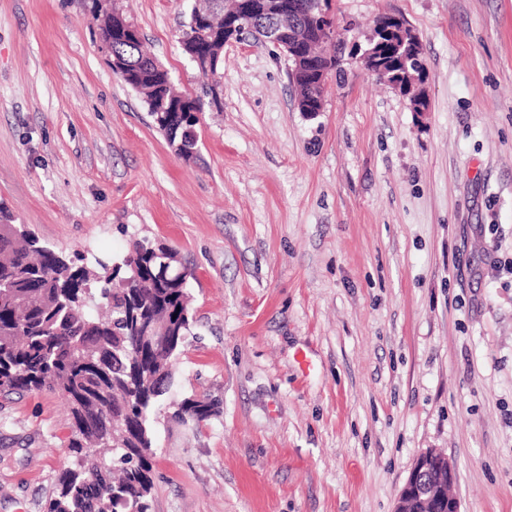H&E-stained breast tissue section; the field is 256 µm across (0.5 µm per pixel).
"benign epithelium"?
<instances>
[{
	"label": "benign epithelium",
	"instance_id": "1",
	"mask_svg": "<svg viewBox=\"0 0 512 512\" xmlns=\"http://www.w3.org/2000/svg\"><path fill=\"white\" fill-rule=\"evenodd\" d=\"M234 6L224 12V29L209 26L208 12L199 7L193 12L197 24L203 27V33L208 43L224 47L231 43H239L244 39L243 32L251 30L252 35L272 43L289 62V77L291 80L305 79L309 83L311 97L305 112L317 114L323 110V88L329 74L335 69L339 59H333L320 54L316 44L322 41L323 33L331 31L334 19L331 8L323 3L319 6L316 22H305L309 14L302 12L292 3L283 5L282 0H231ZM288 10L298 24L293 29L279 30L256 29L253 26L254 17L258 15H278ZM95 14L100 24L106 26L114 38L126 41L139 39L140 32L135 22L127 15L112 9L111 0H97ZM368 44L362 48L352 45L348 56L366 73H379L384 81L399 93L409 97L416 112L428 109V100L424 90V77L421 75H405L400 71H390L386 68L388 56L401 49L415 50L421 44L418 34L407 21L393 14H384L377 22ZM106 60L112 69L130 78L127 86L138 90L137 79L126 73L124 62L112 54V42L100 45ZM165 95L170 109L178 112L187 108L196 111L195 95L179 90L175 84L165 85ZM455 480V468L448 458L435 451H426L416 460L411 472L398 493L393 512H461L458 499L450 493V487Z\"/></svg>",
	"mask_w": 512,
	"mask_h": 512
}]
</instances>
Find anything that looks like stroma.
I'll list each match as a JSON object with an SVG mask.
<instances>
[{"mask_svg":"<svg viewBox=\"0 0 512 512\" xmlns=\"http://www.w3.org/2000/svg\"><path fill=\"white\" fill-rule=\"evenodd\" d=\"M183 90L195 0H117ZM335 40L419 34L428 110L361 69L297 108L271 43L224 48L198 156L116 77L85 0H0V202L65 254L134 241L193 269L153 416L152 512H393L443 453L461 512H512V0H333ZM218 401L203 423L182 399ZM58 394L0 395V512H44Z\"/></svg>","mask_w":512,"mask_h":512,"instance_id":"stroma-1","label":"stroma"}]
</instances>
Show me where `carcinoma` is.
<instances>
[{"label":"carcinoma","instance_id":"obj_1","mask_svg":"<svg viewBox=\"0 0 512 512\" xmlns=\"http://www.w3.org/2000/svg\"><path fill=\"white\" fill-rule=\"evenodd\" d=\"M180 45L196 47L201 65L219 72L222 59L206 60L207 43L191 16ZM112 53L145 88L170 78L139 41L117 42ZM142 97L163 112L157 128L174 153L195 159L197 145L181 141L180 132L197 117L167 112L147 92ZM193 278L171 248L148 241L134 242L110 267L64 255L0 206V393H59L69 404L74 462L59 472L46 512H152L150 416L168 392L169 359L190 330ZM140 322L160 324L170 340L153 344L137 333ZM215 412L204 399L177 404V415L197 422Z\"/></svg>","mask_w":512,"mask_h":512}]
</instances>
